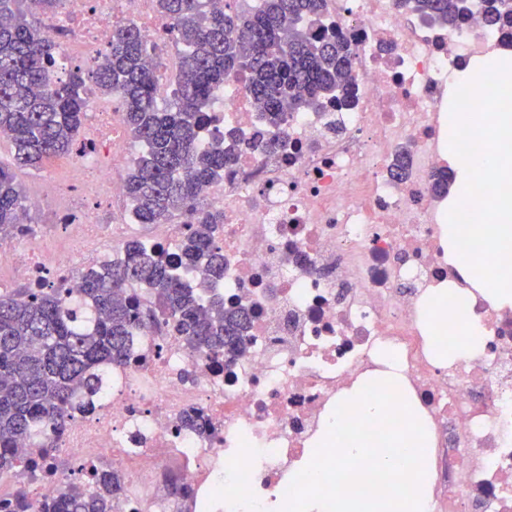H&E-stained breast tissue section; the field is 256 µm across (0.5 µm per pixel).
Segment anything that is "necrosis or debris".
<instances>
[{
	"instance_id": "4bbe7bcc",
	"label": "necrosis or debris",
	"mask_w": 512,
	"mask_h": 512,
	"mask_svg": "<svg viewBox=\"0 0 512 512\" xmlns=\"http://www.w3.org/2000/svg\"><path fill=\"white\" fill-rule=\"evenodd\" d=\"M326 24L348 42L356 102L289 112L266 126L238 79L213 94L237 161L206 192L223 213L225 305L252 314L245 351H189L160 316L134 337L97 412L72 411L46 472L0 477V501L24 485L36 501L103 466L124 477L113 512H278L277 500L340 398L395 369L424 424V512H512V307L488 300L444 242L441 135L448 72L512 49V29L480 9L451 31L400 0H326ZM179 55L156 0H62L46 31L64 64L94 69L118 28ZM68 166L32 197L58 199L50 224L0 235V291L22 282L77 294L85 273L121 259L129 145L119 108L91 100ZM468 294L483 348L442 362L428 331L434 289ZM201 412L205 428H185Z\"/></svg>"
}]
</instances>
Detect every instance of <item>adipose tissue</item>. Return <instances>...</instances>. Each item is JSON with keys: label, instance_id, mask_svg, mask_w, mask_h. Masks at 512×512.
I'll return each mask as SVG.
<instances>
[{"label": "adipose tissue", "instance_id": "ef3b65f1", "mask_svg": "<svg viewBox=\"0 0 512 512\" xmlns=\"http://www.w3.org/2000/svg\"><path fill=\"white\" fill-rule=\"evenodd\" d=\"M431 319L434 335L445 337L456 353H473L482 343V330L471 319L466 295H449L438 289L431 298Z\"/></svg>", "mask_w": 512, "mask_h": 512}]
</instances>
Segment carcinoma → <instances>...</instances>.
I'll use <instances>...</instances> for the list:
<instances>
[{
    "label": "carcinoma",
    "instance_id": "1",
    "mask_svg": "<svg viewBox=\"0 0 512 512\" xmlns=\"http://www.w3.org/2000/svg\"><path fill=\"white\" fill-rule=\"evenodd\" d=\"M25 0H0V139L11 143L13 165L0 163V232L16 231L26 212L16 171L42 170L72 151L93 92L118 99L126 131L143 145L125 180L132 221L162 224L176 209L188 211L192 229L182 243V263L201 272L188 284L166 256L139 241L123 259L85 275L79 298L61 288H20L0 295V474H14L22 441L38 449L27 467L47 462L72 410L91 413L106 371L130 357L145 313L137 299L113 294L141 286L155 299L172 333L186 348L216 357L233 355L248 342L250 317L242 307L224 308L216 292L223 256L214 228L224 215L202 203L204 190L235 161L218 137L198 146L211 123L212 91L232 76L248 89L267 124L328 100L354 98L351 51L325 28L323 0H257L244 12L206 7L203 0H158L188 55L173 75L169 102L147 67L140 31L127 26L112 35L93 75L77 68L53 79L54 39ZM427 23L449 29L466 21L471 0H402ZM488 22L512 25V0H481ZM88 492L68 483L57 495L32 502L24 488L0 504V512H112L121 479L105 468L92 474Z\"/></svg>",
    "mask_w": 512,
    "mask_h": 512
}]
</instances>
